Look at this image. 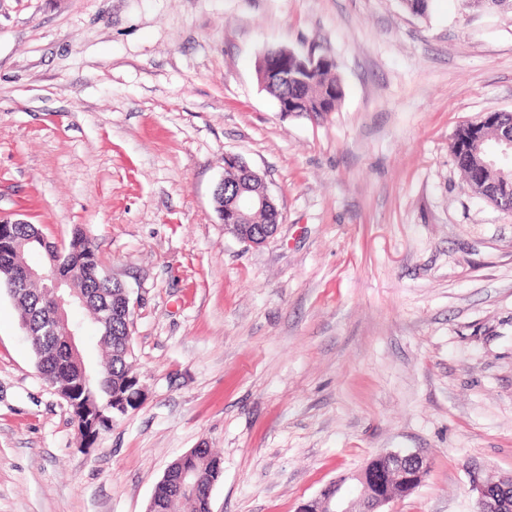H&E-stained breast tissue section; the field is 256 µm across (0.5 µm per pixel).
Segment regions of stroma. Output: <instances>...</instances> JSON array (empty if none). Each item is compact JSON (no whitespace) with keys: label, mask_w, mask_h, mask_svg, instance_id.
<instances>
[{"label":"stroma","mask_w":512,"mask_h":512,"mask_svg":"<svg viewBox=\"0 0 512 512\" xmlns=\"http://www.w3.org/2000/svg\"><path fill=\"white\" fill-rule=\"evenodd\" d=\"M333 58L335 111L280 113L268 47ZM512 112V6L432 0H0V215L82 232L136 304L140 404L82 447L0 290V512H145L215 449L212 512H298L420 450L391 512H475L512 473V213L471 194L463 124ZM283 219L225 234L224 158ZM470 483L477 493L476 512L512 510V474L496 478L474 468L470 472Z\"/></svg>","instance_id":"obj_1"}]
</instances>
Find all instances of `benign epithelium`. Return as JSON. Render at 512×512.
Masks as SVG:
<instances>
[{
	"label": "benign epithelium",
	"instance_id": "7a95c632",
	"mask_svg": "<svg viewBox=\"0 0 512 512\" xmlns=\"http://www.w3.org/2000/svg\"><path fill=\"white\" fill-rule=\"evenodd\" d=\"M498 155L479 157V150L469 147L467 152L473 166L481 176L467 182V189L495 202L502 210L512 211V164L504 160L512 157V133L497 139ZM264 211L273 217L274 223L257 226L245 224L249 211ZM281 210L277 197L268 185L257 193H246L238 188L230 203L223 206L220 221L224 231L237 240L253 247L264 245L279 227ZM16 284L31 280H46L50 283L53 305L43 313L42 330L46 335L63 334L67 344L74 348L82 329L68 320L81 294L67 287V282L55 274V264L41 267L22 265L13 273ZM194 451L187 452L180 465L179 484L182 487H198L196 471L188 460ZM432 468L431 460L417 451H389L372 457L359 471L341 475L330 482L318 498L304 503L298 512H387L385 507L394 498L407 494L424 482ZM472 490L477 493L476 512H512V474L494 477L475 468L470 472ZM169 491L167 480H160L152 494L146 512H159L163 498Z\"/></svg>",
	"mask_w": 512,
	"mask_h": 512
}]
</instances>
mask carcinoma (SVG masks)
I'll return each mask as SVG.
<instances>
[{
    "label": "carcinoma",
    "mask_w": 512,
    "mask_h": 512,
    "mask_svg": "<svg viewBox=\"0 0 512 512\" xmlns=\"http://www.w3.org/2000/svg\"><path fill=\"white\" fill-rule=\"evenodd\" d=\"M292 110L317 118L330 112L344 96V88L337 73L336 62L316 67L306 75V81L288 85ZM47 237L34 224H15L10 232L0 236V288L15 301L20 319L48 302L45 288L39 281H30L17 288L11 270L26 262L32 251L46 252ZM59 273L86 293L87 305L83 310L97 326L98 343L102 350L103 366L100 369L81 368L71 361L70 352L57 339L42 335L38 323H33L35 338L30 340L36 367L46 383L70 399L78 402L76 411L79 434L83 445L91 446L98 436L112 427V403L116 396L131 394L135 377L133 353H124L127 343L126 323L113 316L108 323L101 321L109 311H116L123 301L124 290L118 284L103 278L101 262L91 242L78 233L56 257ZM193 467L201 483L208 485L221 474V459L211 449L202 448L194 457ZM175 512H209L205 498L193 491H185L175 506Z\"/></svg>",
    "instance_id": "1"
}]
</instances>
